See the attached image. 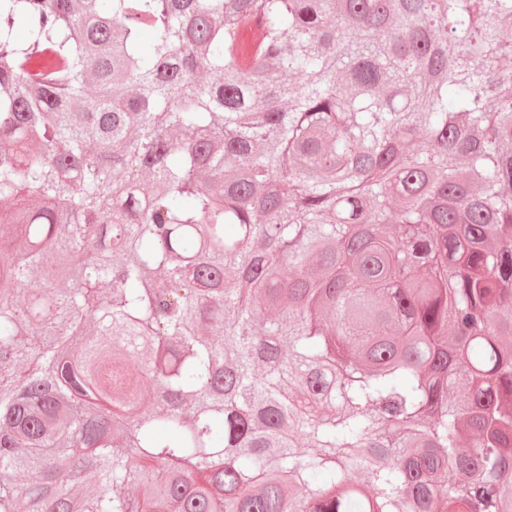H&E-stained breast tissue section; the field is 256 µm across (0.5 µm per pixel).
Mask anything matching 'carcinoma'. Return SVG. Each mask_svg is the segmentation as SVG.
<instances>
[{"mask_svg":"<svg viewBox=\"0 0 512 512\" xmlns=\"http://www.w3.org/2000/svg\"><path fill=\"white\" fill-rule=\"evenodd\" d=\"M508 56L512 0H0V512H512Z\"/></svg>","mask_w":512,"mask_h":512,"instance_id":"obj_1","label":"carcinoma"}]
</instances>
